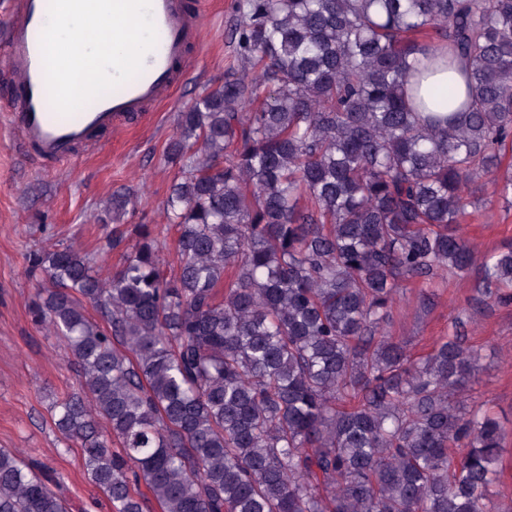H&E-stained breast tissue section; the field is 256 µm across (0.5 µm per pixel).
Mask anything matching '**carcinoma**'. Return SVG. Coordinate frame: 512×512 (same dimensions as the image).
I'll return each mask as SVG.
<instances>
[{
	"instance_id": "1",
	"label": "carcinoma",
	"mask_w": 512,
	"mask_h": 512,
	"mask_svg": "<svg viewBox=\"0 0 512 512\" xmlns=\"http://www.w3.org/2000/svg\"><path fill=\"white\" fill-rule=\"evenodd\" d=\"M228 37L224 85L177 114L166 223L117 192L95 253L29 255L79 372L55 428L112 512L142 486L161 512H512L464 321L421 358L390 333L409 284L477 262L458 224L486 186L512 203V0H238ZM442 50L467 98L423 112ZM479 262L502 298L512 243ZM55 486L0 449V512H69Z\"/></svg>"
}]
</instances>
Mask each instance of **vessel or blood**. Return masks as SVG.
I'll list each match as a JSON object with an SVG mask.
<instances>
[{
	"instance_id": "b4317fda",
	"label": "vessel or blood",
	"mask_w": 512,
	"mask_h": 512,
	"mask_svg": "<svg viewBox=\"0 0 512 512\" xmlns=\"http://www.w3.org/2000/svg\"><path fill=\"white\" fill-rule=\"evenodd\" d=\"M49 0H11L10 19L0 35L10 82L5 87L8 121L19 150L35 164L70 160L96 130L138 117L167 100L188 67L187 47L199 38L198 14L183 0H151L157 44L143 59L141 73L84 111L70 115L48 109V89L40 37Z\"/></svg>"
}]
</instances>
